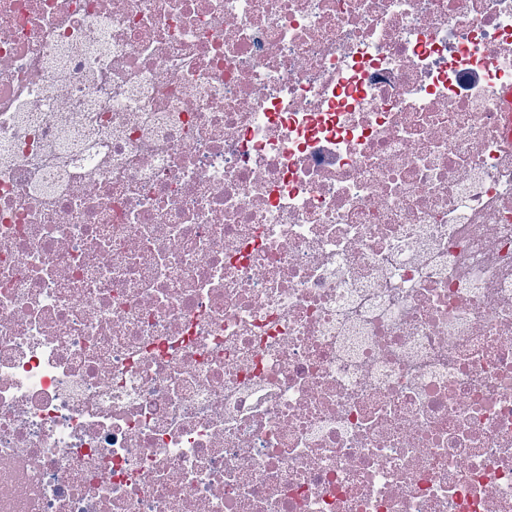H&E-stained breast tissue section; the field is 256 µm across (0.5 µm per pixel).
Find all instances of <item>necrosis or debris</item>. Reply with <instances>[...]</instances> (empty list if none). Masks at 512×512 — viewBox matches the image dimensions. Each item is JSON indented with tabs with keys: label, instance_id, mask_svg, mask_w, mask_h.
Returning <instances> with one entry per match:
<instances>
[{
	"label": "necrosis or debris",
	"instance_id": "necrosis-or-debris-1",
	"mask_svg": "<svg viewBox=\"0 0 512 512\" xmlns=\"http://www.w3.org/2000/svg\"><path fill=\"white\" fill-rule=\"evenodd\" d=\"M512 0H0V512H512Z\"/></svg>",
	"mask_w": 512,
	"mask_h": 512
}]
</instances>
